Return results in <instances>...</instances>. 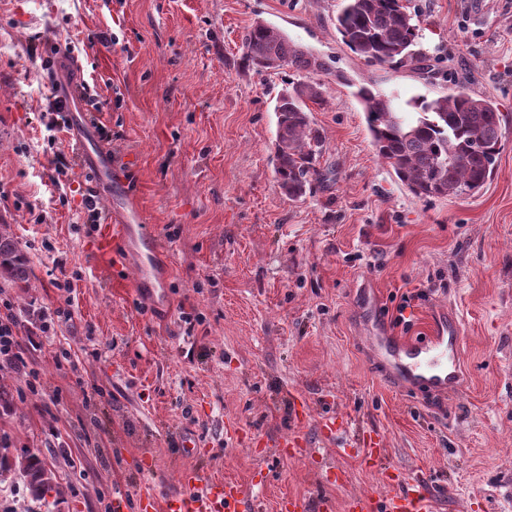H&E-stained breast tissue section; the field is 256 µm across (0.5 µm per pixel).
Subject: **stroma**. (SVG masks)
<instances>
[{
	"label": "stroma",
	"mask_w": 512,
	"mask_h": 512,
	"mask_svg": "<svg viewBox=\"0 0 512 512\" xmlns=\"http://www.w3.org/2000/svg\"><path fill=\"white\" fill-rule=\"evenodd\" d=\"M411 2L433 77L365 66L336 35L341 0H0V229L32 266L0 299L36 342L26 371L0 373V438L53 470L50 512H139L190 468L279 512L382 494L386 465L423 477L431 512H512V0ZM258 19L327 64L311 118L330 176L300 199L275 173L273 109L303 75L244 63ZM71 42L97 91L84 108L112 132L113 194L78 166L61 192L46 176L71 148L45 67ZM464 76L503 115L496 171L478 195L416 198L378 159L355 85L431 99ZM91 187L160 243L163 298L137 286V244L117 266L88 252ZM442 312L464 387L406 389L370 330L419 337ZM374 433L379 463L362 451ZM288 436L304 455L277 454Z\"/></svg>",
	"instance_id": "obj_1"
}]
</instances>
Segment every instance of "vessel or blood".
Instances as JSON below:
<instances>
[{"instance_id": "b4317fda", "label": "vessel or blood", "mask_w": 512, "mask_h": 512, "mask_svg": "<svg viewBox=\"0 0 512 512\" xmlns=\"http://www.w3.org/2000/svg\"><path fill=\"white\" fill-rule=\"evenodd\" d=\"M82 72V65L74 56L65 60L56 78L55 93L71 119L73 152L97 183L121 182L122 176L113 162L111 150L94 140L93 128L81 109L73 78ZM131 230V223L105 220L99 226L92 246L94 255L101 259L121 256ZM375 341L401 361V370L412 385L425 386L431 392L461 389L462 349L456 322L440 325L433 335L411 341L385 335L379 329L375 332ZM180 484V491L167 496L164 501H157L153 496L143 497L141 512H254L256 507L255 499L249 498L238 483H216L194 469L182 472ZM385 489L384 497L352 496L340 506L325 497L319 501L318 508L320 512H425L426 495L421 482L406 484L403 475L399 474L386 477Z\"/></svg>"}]
</instances>
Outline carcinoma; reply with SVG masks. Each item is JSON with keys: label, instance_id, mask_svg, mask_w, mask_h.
I'll use <instances>...</instances> for the list:
<instances>
[{"label": "carcinoma", "instance_id": "carcinoma-1", "mask_svg": "<svg viewBox=\"0 0 512 512\" xmlns=\"http://www.w3.org/2000/svg\"><path fill=\"white\" fill-rule=\"evenodd\" d=\"M410 0H343L336 16L340 41L368 66L397 71L414 67L431 69L417 50L419 27ZM244 60L270 69L271 62L308 75L326 70V63L290 40L276 26L256 23L242 37ZM363 103L377 156L416 197L425 200L473 195L481 191L494 172L502 146V114L489 99L476 95L460 81L437 98H412L406 117L395 97L361 85ZM325 104L321 84L288 83L275 112V172L291 199L306 196L313 184L328 179L317 168L324 136L313 126L308 103ZM19 288L30 285L29 259L20 254L6 231H0V277ZM23 484L32 501L42 503L56 490L54 476L39 454L24 450L15 457L0 448V488Z\"/></svg>", "mask_w": 512, "mask_h": 512}]
</instances>
